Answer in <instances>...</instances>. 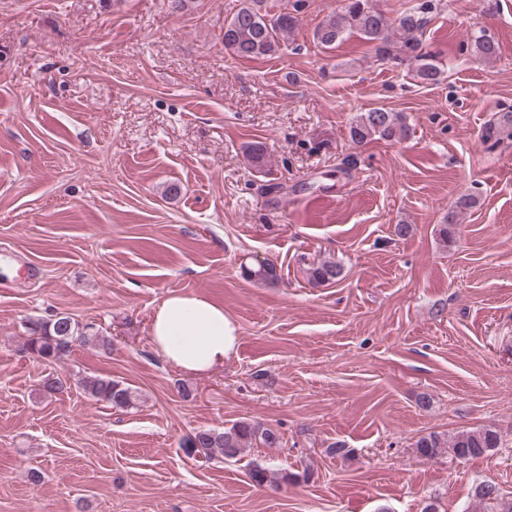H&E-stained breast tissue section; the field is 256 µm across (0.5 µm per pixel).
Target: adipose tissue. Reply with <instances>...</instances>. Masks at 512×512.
<instances>
[{"label":"adipose tissue","instance_id":"ef3b65f1","mask_svg":"<svg viewBox=\"0 0 512 512\" xmlns=\"http://www.w3.org/2000/svg\"><path fill=\"white\" fill-rule=\"evenodd\" d=\"M150 341L182 373L204 375L223 367L237 350L239 329L222 305L200 295L172 293L156 307Z\"/></svg>","mask_w":512,"mask_h":512}]
</instances>
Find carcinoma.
<instances>
[{
    "mask_svg": "<svg viewBox=\"0 0 512 512\" xmlns=\"http://www.w3.org/2000/svg\"><path fill=\"white\" fill-rule=\"evenodd\" d=\"M305 0H293L291 9L274 11L267 0H241L239 8L224 20V47L234 56L245 59L272 56L279 52L282 43L288 40L298 25L299 14ZM437 9L436 0H421L406 10L393 22L371 0H346L345 6L326 15L314 31V40L325 49L342 43L347 35L359 34L372 44L380 61L394 60L399 63L416 64V77L434 84L441 80L444 70L435 59L422 52L421 37L429 20V13ZM472 51L485 61L498 55V46L490 37L480 34L471 42ZM407 133L405 118L397 112L383 107H374L357 114L350 126V138L356 144L371 140L392 141ZM483 142L495 149L505 141L512 140V111L497 112L484 126ZM245 275L252 281L273 285L280 279L277 266L254 264L244 266ZM342 266L330 260L312 265L308 269V281L316 286L332 284L341 279ZM26 345L33 355L42 361H57L71 352L73 344L80 342L95 347L100 353L112 351V341L107 336L87 333L79 328L71 317L60 314L51 319H30ZM80 384L89 396L113 408H132L137 401L136 392L125 383L100 376H85ZM281 443L280 435L261 422L239 420L222 430L198 429L181 443L187 457L210 458L216 454L227 460L239 459L259 446L276 448ZM501 436L493 427L463 430L447 438L437 433L421 437L415 445L417 453L425 458H434L448 450L453 458L463 461L480 457L499 447ZM251 480L259 486L286 483L292 475L252 465ZM478 496L483 512H512V499L507 501L499 488L491 483L480 485Z\"/></svg>",
    "mask_w": 512,
    "mask_h": 512,
    "instance_id": "1",
    "label": "carcinoma"
}]
</instances>
